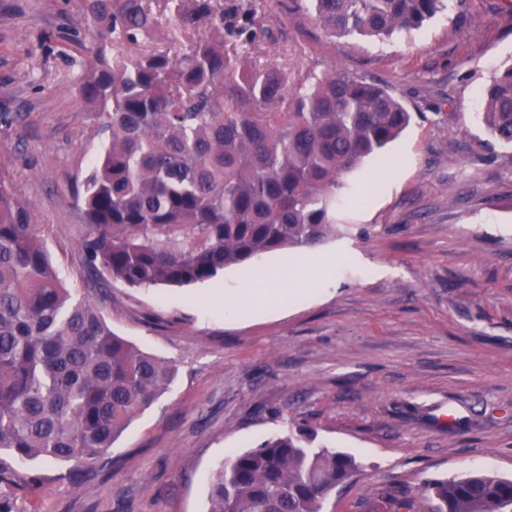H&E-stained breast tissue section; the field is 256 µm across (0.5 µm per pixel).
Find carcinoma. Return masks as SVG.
Wrapping results in <instances>:
<instances>
[{"instance_id": "cac0c4a2", "label": "carcinoma", "mask_w": 512, "mask_h": 512, "mask_svg": "<svg viewBox=\"0 0 512 512\" xmlns=\"http://www.w3.org/2000/svg\"><path fill=\"white\" fill-rule=\"evenodd\" d=\"M217 0L177 9V28L208 26L181 59L133 56L154 28L145 0H86L118 35L88 48L98 66L80 93L106 146L77 195L93 297L63 287L27 207L0 178V512H21L42 477L13 461L53 462L71 486L112 471L110 450L170 384L172 363L117 336L102 308L112 284L186 287L263 253L315 246L336 230L343 177L393 141L410 114L387 89L343 68L288 92L276 67L253 69L226 49L252 41V11L214 24ZM333 37L418 29L445 0H310ZM483 121L512 143V66L489 86ZM301 431L264 440L221 463L209 512H323L355 459L312 448ZM433 512H512V478L472 472L424 484Z\"/></svg>"}]
</instances>
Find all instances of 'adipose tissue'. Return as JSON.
Wrapping results in <instances>:
<instances>
[{
    "label": "adipose tissue",
    "instance_id": "1",
    "mask_svg": "<svg viewBox=\"0 0 512 512\" xmlns=\"http://www.w3.org/2000/svg\"><path fill=\"white\" fill-rule=\"evenodd\" d=\"M304 265L308 274L299 281L295 280L292 270L285 266L255 269L236 296L223 300L225 314L245 317L253 306L280 309L288 307L297 299L318 295L322 285L331 277L335 261L309 253L304 257ZM288 282L293 285L289 291L284 288Z\"/></svg>",
    "mask_w": 512,
    "mask_h": 512
}]
</instances>
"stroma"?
I'll return each instance as SVG.
<instances>
[{
  "mask_svg": "<svg viewBox=\"0 0 512 512\" xmlns=\"http://www.w3.org/2000/svg\"><path fill=\"white\" fill-rule=\"evenodd\" d=\"M145 50L178 58L173 0H147ZM266 33L248 52L289 86L339 66L381 83L412 120L336 192L338 258L313 299L238 319L210 308L247 274L191 287L116 283L105 318L176 366L166 393L112 447L109 477L79 489L44 463L39 512H207L225 461L301 427L359 470L324 512H393L382 489L431 512L422 483L472 471L512 477V145L481 121L493 77L512 66V15L499 0H448L422 28L386 39L334 38L277 0H246ZM84 0H0V176L27 205L63 285L86 294L75 196L104 148L79 92L101 40Z\"/></svg>",
  "mask_w": 512,
  "mask_h": 512,
  "instance_id": "stroma-1",
  "label": "stroma"
}]
</instances>
